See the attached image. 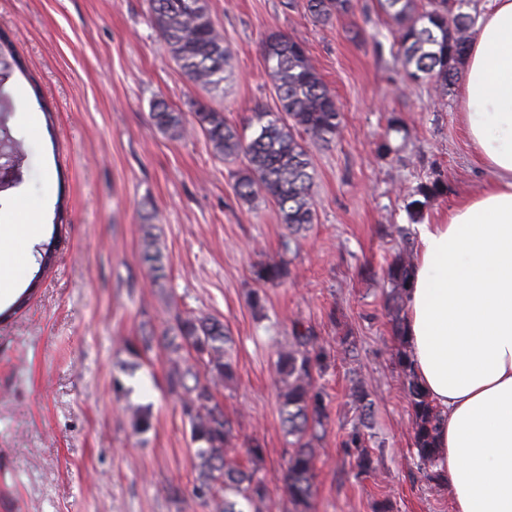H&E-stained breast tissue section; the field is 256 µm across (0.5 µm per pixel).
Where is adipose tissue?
Listing matches in <instances>:
<instances>
[{
    "mask_svg": "<svg viewBox=\"0 0 512 512\" xmlns=\"http://www.w3.org/2000/svg\"><path fill=\"white\" fill-rule=\"evenodd\" d=\"M460 119L491 179L418 227L407 352L441 415L436 469L454 512H512V0L477 21Z\"/></svg>",
    "mask_w": 512,
    "mask_h": 512,
    "instance_id": "1",
    "label": "adipose tissue"
}]
</instances>
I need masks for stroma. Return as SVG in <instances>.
<instances>
[{"mask_svg": "<svg viewBox=\"0 0 512 512\" xmlns=\"http://www.w3.org/2000/svg\"><path fill=\"white\" fill-rule=\"evenodd\" d=\"M223 29L232 70L222 89L188 82L149 21L147 0H0V30L35 77L4 88L15 105L7 123L26 147L21 181L0 194V225L34 218L43 226L28 262L0 275V306L28 287L27 304L0 319V505L6 512H205L193 495L195 445L166 351L141 347L164 336L174 311L223 320L236 374L217 395L232 420V453L263 449L264 512H291L279 477L289 437L279 417L276 352L310 331L326 354L317 382L327 419L315 442L310 512H452L448 493L417 466L413 421L395 363L401 344L384 307L382 272L410 227L408 195L440 179L443 195L423 223H439L490 174L459 119L458 88L437 90L405 77L390 21L376 0L313 22L305 0H208ZM278 29L306 44L335 91L342 123L335 141L310 146L315 219L283 249L287 234L264 198L234 191L241 160L216 158L203 134L173 139L151 123V102L176 111L199 104L247 129L256 108L276 110L261 43ZM53 117L45 119L42 110ZM404 131L392 153L377 146L391 118ZM66 231L53 238L56 201ZM161 237L165 277L153 283L141 260L142 217ZM55 262L40 271V253ZM288 264L279 283L258 269ZM266 294L253 309V290ZM373 403L365 429L374 470L361 473L344 442L357 421L353 389ZM151 413L134 432L130 407Z\"/></svg>", "mask_w": 512, "mask_h": 512, "instance_id": "35a3bbf8", "label": "stroma"}]
</instances>
